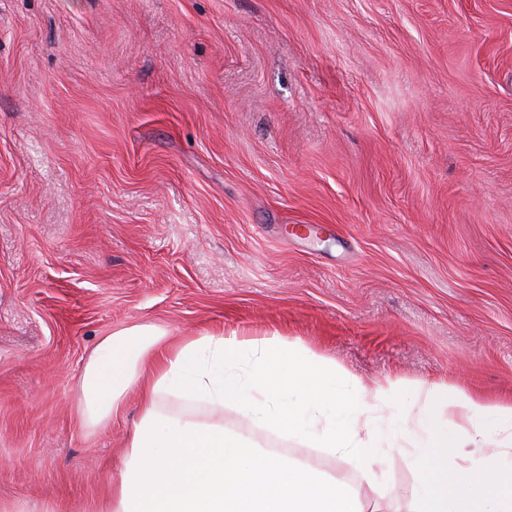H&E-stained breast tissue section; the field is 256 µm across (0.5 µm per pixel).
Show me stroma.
<instances>
[{
  "instance_id": "1",
  "label": "stroma",
  "mask_w": 512,
  "mask_h": 512,
  "mask_svg": "<svg viewBox=\"0 0 512 512\" xmlns=\"http://www.w3.org/2000/svg\"><path fill=\"white\" fill-rule=\"evenodd\" d=\"M132 325L512 404V0H0V512H100L142 406L89 427L80 381Z\"/></svg>"
}]
</instances>
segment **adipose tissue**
<instances>
[{"label": "adipose tissue", "mask_w": 512, "mask_h": 512, "mask_svg": "<svg viewBox=\"0 0 512 512\" xmlns=\"http://www.w3.org/2000/svg\"><path fill=\"white\" fill-rule=\"evenodd\" d=\"M164 336L146 325L113 332L85 364L80 409L87 425H104L129 390L142 395L143 422L128 440L134 475L102 512H365L359 487L254 450L226 434L222 422L201 423L192 406L220 414L230 405L259 428L317 438L331 454L355 459L369 484L379 460L375 413L399 407L396 385L375 384L362 403L351 391L329 389L335 363L300 342L232 332L172 348ZM291 388L298 403L283 400ZM172 397L187 410L165 412ZM419 397V433L408 450L422 478L415 512H512V451L494 465L460 453L493 433L512 440V406L491 408L443 384L421 388ZM486 412L495 427L486 426ZM452 414L461 435L448 431Z\"/></svg>", "instance_id": "adipose-tissue-1"}]
</instances>
